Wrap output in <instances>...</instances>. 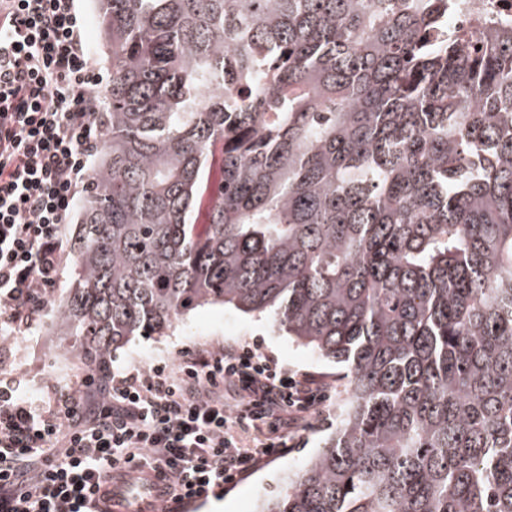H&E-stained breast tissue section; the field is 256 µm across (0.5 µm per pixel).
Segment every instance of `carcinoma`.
<instances>
[{
	"instance_id": "obj_1",
	"label": "carcinoma",
	"mask_w": 512,
	"mask_h": 512,
	"mask_svg": "<svg viewBox=\"0 0 512 512\" xmlns=\"http://www.w3.org/2000/svg\"><path fill=\"white\" fill-rule=\"evenodd\" d=\"M456 0H100L112 85L55 335L204 306L347 368L258 512H512V28Z\"/></svg>"
}]
</instances>
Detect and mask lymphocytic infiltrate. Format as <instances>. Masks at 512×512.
I'll return each instance as SVG.
<instances>
[{"label":"lymphocytic infiltrate","mask_w":512,"mask_h":512,"mask_svg":"<svg viewBox=\"0 0 512 512\" xmlns=\"http://www.w3.org/2000/svg\"><path fill=\"white\" fill-rule=\"evenodd\" d=\"M79 0H0V335L41 317L65 260V226L102 138L112 83L82 38ZM0 377V512H83L106 473L147 469L154 497L219 499L329 399L257 343L85 376L53 402Z\"/></svg>","instance_id":"1"}]
</instances>
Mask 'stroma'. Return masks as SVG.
<instances>
[{
	"label": "stroma",
	"instance_id": "stroma-1",
	"mask_svg": "<svg viewBox=\"0 0 512 512\" xmlns=\"http://www.w3.org/2000/svg\"><path fill=\"white\" fill-rule=\"evenodd\" d=\"M53 307H46L40 321L19 337H0V369L22 381L25 397L50 399L55 391L77 382L88 371L78 358L68 354L50 333ZM256 342L289 370L312 375L326 383L331 400L322 413L311 415L312 426L302 432L297 448L288 455L262 463L234 488L225 490L223 508L214 501L188 506L185 512H255L261 501L278 494L288 475L304 466L312 452L336 427L337 407L342 398L346 370L331 364L308 348L279 332L271 322L251 317L231 306H205L175 321L168 335L132 339L112 357L111 366L124 369L146 367L174 360L186 348L218 349L230 343Z\"/></svg>",
	"mask_w": 512,
	"mask_h": 512
}]
</instances>
